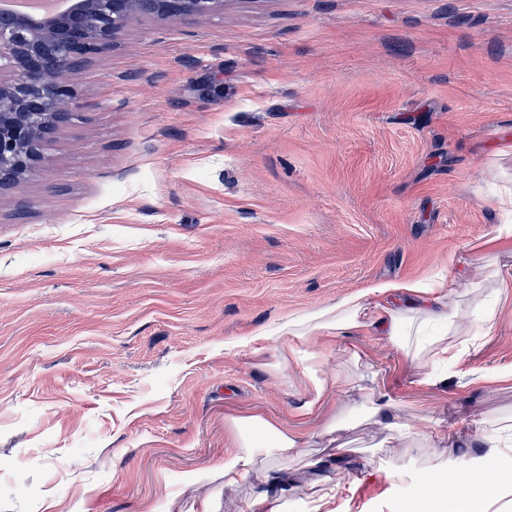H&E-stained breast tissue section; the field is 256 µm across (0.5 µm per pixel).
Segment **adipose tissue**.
Listing matches in <instances>:
<instances>
[{
  "mask_svg": "<svg viewBox=\"0 0 512 512\" xmlns=\"http://www.w3.org/2000/svg\"><path fill=\"white\" fill-rule=\"evenodd\" d=\"M461 294L458 278L440 272L376 282L341 295L335 303L289 315L272 331L252 336L249 343L257 350L270 351L265 367L272 374H284L292 366L300 368L302 402L297 411L313 416L323 411L326 397L335 389L338 378L320 368L310 346L346 334L371 331L382 336L419 370L418 384L436 385L440 378L428 373V365L462 363L466 349L458 344V337L469 335L477 324L492 329L496 321L494 310L482 303L462 309ZM348 363L345 380L360 393L357 406L363 419L386 423L387 443L394 450L427 448V469L443 470L446 461L436 449L437 434H420L407 420L388 421L392 400L365 385L364 363L359 354H351ZM224 428L237 447L235 453L224 458L225 488L262 477L265 487L251 497L246 512H276L267 488L291 482L287 464L304 460L302 438L261 414L225 417Z\"/></svg>",
  "mask_w": 512,
  "mask_h": 512,
  "instance_id": "adipose-tissue-1",
  "label": "adipose tissue"
}]
</instances>
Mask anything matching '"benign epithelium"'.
I'll list each match as a JSON object with an SVG mask.
<instances>
[{
    "label": "benign epithelium",
    "mask_w": 512,
    "mask_h": 512,
    "mask_svg": "<svg viewBox=\"0 0 512 512\" xmlns=\"http://www.w3.org/2000/svg\"><path fill=\"white\" fill-rule=\"evenodd\" d=\"M35 12H13L0 31V192L46 161L50 128L77 97L68 81L74 57L107 53L141 0H34ZM154 18L203 24L226 0H151Z\"/></svg>",
    "instance_id": "7a95c632"
}]
</instances>
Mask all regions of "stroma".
Instances as JSON below:
<instances>
[{"label": "stroma", "mask_w": 512, "mask_h": 512, "mask_svg": "<svg viewBox=\"0 0 512 512\" xmlns=\"http://www.w3.org/2000/svg\"><path fill=\"white\" fill-rule=\"evenodd\" d=\"M48 164L0 193V512H245L228 415L263 414L339 468L344 512H458L459 492L361 479L381 447L340 387L301 417L299 370L271 375L247 338L368 283L512 272L486 161L512 142V0H227L201 25L142 16L70 73ZM433 387L382 337L321 348L377 372L396 416L443 421L444 457L512 459L474 426L512 417V295ZM499 375L474 386L470 370Z\"/></svg>", "instance_id": "35a3bbf8"}]
</instances>
